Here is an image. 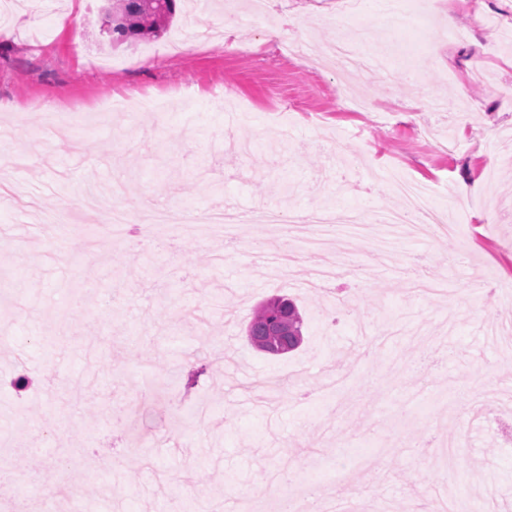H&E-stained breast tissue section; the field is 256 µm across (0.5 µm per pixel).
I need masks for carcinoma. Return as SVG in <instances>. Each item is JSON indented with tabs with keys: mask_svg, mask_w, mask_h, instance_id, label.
Listing matches in <instances>:
<instances>
[{
	"mask_svg": "<svg viewBox=\"0 0 512 512\" xmlns=\"http://www.w3.org/2000/svg\"><path fill=\"white\" fill-rule=\"evenodd\" d=\"M176 13V0H112L106 12V32L112 41L120 43L157 38ZM302 317L290 300L271 299L256 307L249 320L246 333L251 344L261 350L268 329L288 326V349L297 350L302 340Z\"/></svg>",
	"mask_w": 512,
	"mask_h": 512,
	"instance_id": "1",
	"label": "carcinoma"
}]
</instances>
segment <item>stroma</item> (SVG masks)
<instances>
[{
    "mask_svg": "<svg viewBox=\"0 0 512 512\" xmlns=\"http://www.w3.org/2000/svg\"><path fill=\"white\" fill-rule=\"evenodd\" d=\"M361 0H179L172 25L151 40L115 44L102 33L101 0H0V512H237L241 490L297 462L295 478L335 487L353 456L358 512H417L463 486L512 508V352L485 343L486 322L512 314V0H417L418 25L396 28L391 8ZM236 16L238 46L176 48L188 14L220 25ZM459 38L440 37L447 12ZM286 22L291 37L270 41ZM352 33L379 69L340 75L296 55L290 43ZM174 90L165 125L127 110L137 92ZM420 183L454 239L414 231L346 239V254L303 253L288 277L263 264L301 251L278 224L194 231L170 252L134 248L147 205L197 210L316 207L359 223L399 207L392 176ZM129 180L127 238L113 242V179ZM476 181L466 199L459 180ZM100 185L95 219L50 222ZM467 252L472 263L452 265ZM361 270L338 294L305 288L311 271ZM418 267L447 283L444 297L406 291ZM285 296L308 336L297 353L268 357L244 328L255 307ZM148 364L162 391H146L134 418L114 426L131 392L130 363ZM28 376L14 391L9 380ZM496 406L495 426L480 411ZM463 439L458 467L436 443ZM103 458L116 464L103 473ZM53 475L58 492L46 496Z\"/></svg>",
    "mask_w": 512,
    "mask_h": 512,
    "instance_id": "stroma-1",
    "label": "stroma"
}]
</instances>
